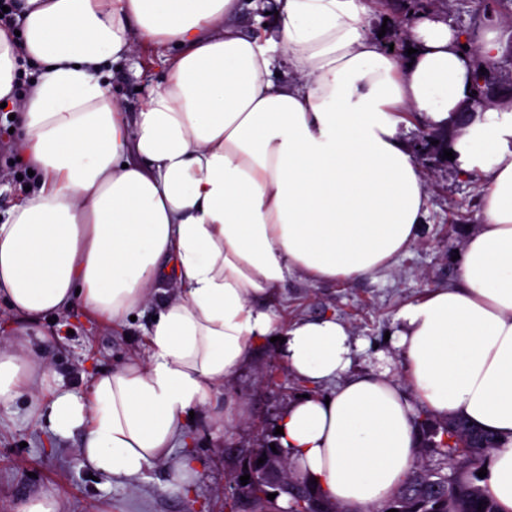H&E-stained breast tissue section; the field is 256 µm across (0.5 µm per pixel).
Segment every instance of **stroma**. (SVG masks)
<instances>
[{"label": "stroma", "mask_w": 512, "mask_h": 512, "mask_svg": "<svg viewBox=\"0 0 512 512\" xmlns=\"http://www.w3.org/2000/svg\"><path fill=\"white\" fill-rule=\"evenodd\" d=\"M427 10L458 31L471 33L481 26L468 0H428ZM158 79L147 56L134 55L113 78L110 92L125 111L134 112L143 104L144 87ZM426 133V126L415 119L403 131L431 179L428 213L408 255L394 269L345 281L313 283L293 277L271 304L281 322L332 315L348 324L362 345L352 360L354 373L379 371L383 355L391 354L384 335L392 330L401 306L430 289L456 283L453 256L481 222L479 177L445 160ZM159 307V302H151L136 309L134 319L115 324L78 301L63 317L71 329L63 336L57 324L20 321L1 298L0 339L26 336V350L61 376L65 389L84 397L96 374L142 356L147 346L144 329ZM249 354V363L224 392L196 409L187 424L186 448L174 449L171 459L155 463L146 479L135 483L91 479L78 451L79 436L55 435L47 420L30 415L26 398L0 401V512H20L43 493L57 497L59 512H230V476L238 473L250 449L273 443L282 411L310 391L286 369L272 343L254 344ZM230 396L245 404L246 423L224 426V400ZM185 455L195 460L199 473L190 489L172 478L173 460Z\"/></svg>", "instance_id": "1"}]
</instances>
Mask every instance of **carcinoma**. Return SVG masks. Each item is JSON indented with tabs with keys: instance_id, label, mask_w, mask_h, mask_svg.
<instances>
[{
	"instance_id": "1",
	"label": "carcinoma",
	"mask_w": 512,
	"mask_h": 512,
	"mask_svg": "<svg viewBox=\"0 0 512 512\" xmlns=\"http://www.w3.org/2000/svg\"><path fill=\"white\" fill-rule=\"evenodd\" d=\"M496 4L511 5L512 0H474L475 14L491 21L497 16ZM421 429L435 439L436 453L454 465L456 471L448 476L433 469L413 468L401 489L388 501L386 509L398 512H500L498 504L479 485L481 478L477 475L496 447L493 436L481 432L476 438L466 421L453 416L443 422L426 418ZM253 454L264 459L266 466L279 468L282 477L277 482L267 476L256 478L249 512H272L274 501L267 498L269 490L273 489L279 495L286 493V485L295 480V476L288 468V461L272 449L257 448ZM322 503L336 512L339 510L306 481L303 488L288 496L291 512H317Z\"/></svg>"
}]
</instances>
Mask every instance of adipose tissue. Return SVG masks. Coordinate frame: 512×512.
I'll return each instance as SVG.
<instances>
[{
	"mask_svg": "<svg viewBox=\"0 0 512 512\" xmlns=\"http://www.w3.org/2000/svg\"><path fill=\"white\" fill-rule=\"evenodd\" d=\"M0 26V100L17 60L40 64L19 98L21 151L40 174L0 224V296L28 322L82 301L114 320L165 300L145 358L94 377L88 398L33 397L49 367L0 344V400L31 399L105 481L135 479L185 444L190 411L280 336L287 370L329 397L290 402L278 442L292 471L343 512L388 501L419 446L414 405L493 434L484 486L512 512V107L467 112L465 36L430 18L386 51L363 0H17ZM267 13L246 26L245 9ZM144 43L164 71L135 113L109 86ZM413 112L452 129L481 175L483 222L458 282L399 309L391 347L407 378L352 375L356 342L324 316L277 326L289 278L394 268L421 231L428 183L400 130Z\"/></svg>",
	"mask_w": 512,
	"mask_h": 512,
	"instance_id": "1",
	"label": "adipose tissue"
}]
</instances>
